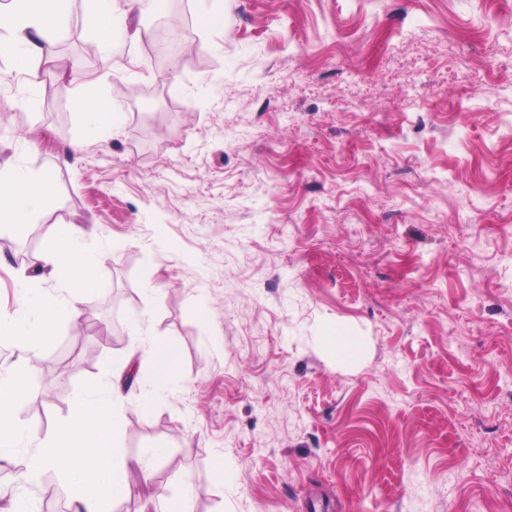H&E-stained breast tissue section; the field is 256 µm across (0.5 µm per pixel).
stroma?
<instances>
[{"label":"stroma","mask_w":512,"mask_h":512,"mask_svg":"<svg viewBox=\"0 0 512 512\" xmlns=\"http://www.w3.org/2000/svg\"><path fill=\"white\" fill-rule=\"evenodd\" d=\"M168 2L196 46L171 68L146 7L102 67L81 0L37 86L0 59V167L57 185L0 254V312L24 272L66 297L34 271L56 225L104 254L83 320L0 338L35 374L30 447L143 363L140 328L180 383L148 412L130 389L121 446L167 444L153 482L186 512H512V0ZM86 83L122 89L106 138ZM117 93L102 94L90 85L83 86L72 100V108L87 121L91 131L105 130L114 132L124 122V112H118Z\"/></svg>","instance_id":"1"}]
</instances>
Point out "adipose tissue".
<instances>
[{
    "instance_id": "ef3b65f1",
    "label": "adipose tissue",
    "mask_w": 512,
    "mask_h": 512,
    "mask_svg": "<svg viewBox=\"0 0 512 512\" xmlns=\"http://www.w3.org/2000/svg\"><path fill=\"white\" fill-rule=\"evenodd\" d=\"M136 3L83 0L84 23L95 37L104 67L112 65V46L119 36L140 39V31L128 26ZM70 8L71 0H0V56L11 57L29 83H37L39 78L36 60L51 56L65 32ZM72 107L93 131L114 132L124 122L115 95L100 93L90 85L78 91ZM55 193L51 172L20 164L0 167V240L11 241L38 212L51 207ZM102 259V253L92 249L72 225H57L40 261L48 273L65 275L75 298L48 299L28 279H20L19 308L13 315H0V335L24 347L35 337L51 335L59 321L80 319L78 297L101 292L97 270ZM144 353L150 371L139 379L138 387L141 405L148 410L157 395L176 383L178 363L174 350L155 340L146 343ZM130 364V358H123L113 364L111 381L94 382L80 391L70 417L58 423L35 449L25 444L26 428L17 411L28 392L31 373L21 365L1 371L0 461L23 466L25 476L31 479L44 470L59 469L73 490L75 512H109L110 504L129 498L130 471L140 470L146 479L151 476L141 459L125 457L120 451L123 423L118 407L126 398L122 371Z\"/></svg>"
}]
</instances>
